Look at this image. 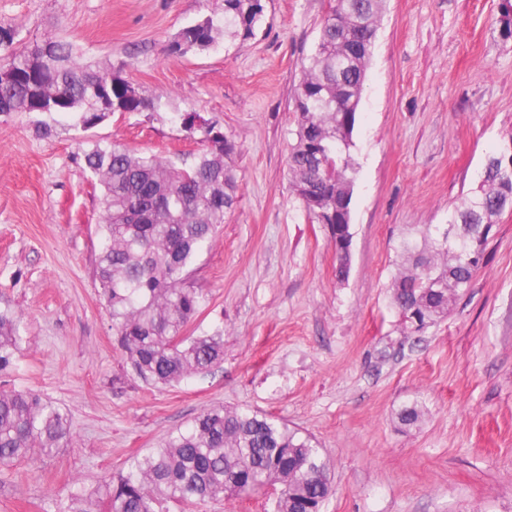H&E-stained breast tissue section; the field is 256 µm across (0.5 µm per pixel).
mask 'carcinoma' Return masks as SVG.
<instances>
[{
	"mask_svg": "<svg viewBox=\"0 0 512 512\" xmlns=\"http://www.w3.org/2000/svg\"><path fill=\"white\" fill-rule=\"evenodd\" d=\"M385 0H333L321 22L292 102L295 141L287 160L289 189L308 219L328 224L336 252V279L348 277L350 254L336 207L352 203L355 162L350 149L358 107ZM262 0H224V29L242 41L255 35ZM217 30L211 16L182 29L172 50L186 55L209 47ZM15 34L0 27V71L19 74L0 84V115L13 112L72 114L92 128L106 118L99 90L112 83V111L148 112L154 103L130 80L81 62L73 47L46 40L54 53L43 91L31 93L26 72L40 45L16 50ZM202 151L179 168L155 154L119 143L93 142L83 150L86 168L101 189L102 224L94 267L112 331L130 375L164 387L224 361V331L188 334L206 297L186 284L185 273L231 210L238 178L228 162L229 136L208 121L194 130ZM512 135L484 161L480 184L448 215L399 243L402 264L393 277V307L402 329L417 333L447 317L484 263L493 219L512 208ZM23 341L17 319L0 311V378L17 367ZM423 415L416 400L397 413L412 427ZM70 438V420L31 389L0 391V467L39 451L49 455ZM279 486L272 512H321L333 485L328 463L313 439L264 413L218 406L170 432L158 447L93 490L72 480L56 512H170V505L224 497L243 500Z\"/></svg>",
	"mask_w": 512,
	"mask_h": 512,
	"instance_id": "carcinoma-1",
	"label": "carcinoma"
}]
</instances>
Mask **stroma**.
Wrapping results in <instances>:
<instances>
[{
  "label": "stroma",
  "instance_id": "1",
  "mask_svg": "<svg viewBox=\"0 0 512 512\" xmlns=\"http://www.w3.org/2000/svg\"><path fill=\"white\" fill-rule=\"evenodd\" d=\"M245 42L170 46L223 0H0L16 47L51 37L111 65L153 100L90 130L70 116L0 115V309L23 336L11 381L66 412L71 438L0 468V512H54L202 411L272 415L311 436L334 491L323 512H512V211L448 316L405 334L390 302L394 248L444 224L512 135V37L503 0H386L352 150V262L336 279L326 225L288 186L291 96L330 0H263ZM236 144L237 201L187 270L206 301L194 333L224 329V362L155 388L130 377L93 277L100 190L82 151L118 141L175 164L199 150L178 114ZM421 402L423 422L399 425Z\"/></svg>",
  "mask_w": 512,
  "mask_h": 512
}]
</instances>
